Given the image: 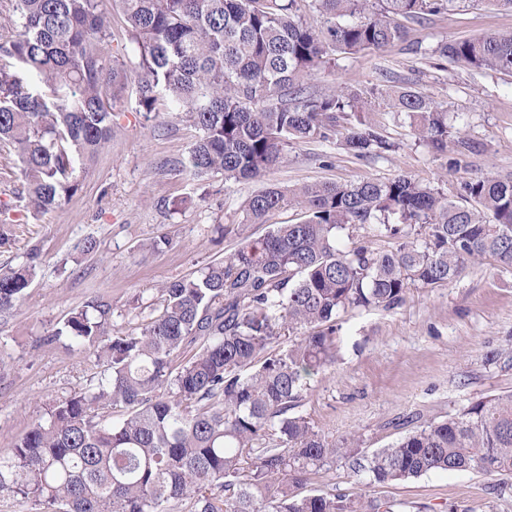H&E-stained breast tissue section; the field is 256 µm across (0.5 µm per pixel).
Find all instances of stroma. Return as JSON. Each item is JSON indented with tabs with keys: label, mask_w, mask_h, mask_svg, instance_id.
<instances>
[{
	"label": "stroma",
	"mask_w": 512,
	"mask_h": 512,
	"mask_svg": "<svg viewBox=\"0 0 512 512\" xmlns=\"http://www.w3.org/2000/svg\"><path fill=\"white\" fill-rule=\"evenodd\" d=\"M512 31V10L489 0H454L443 14L413 25L410 38L382 53L337 56L311 80L313 90L337 85L406 83L448 109L451 138L468 147L434 155L410 133L386 98L366 120L393 144L368 158L349 154L342 135L289 145L271 183H357L404 174L457 198L480 176L512 179V76L453 64L439 68L432 49L445 38ZM118 128L93 160L77 165V193L47 214L27 211L18 163L0 157V203L14 223L0 246V268L27 263L37 249L36 275L16 306L0 313V452L38 422L54 401L84 386V350L43 347L47 335L91 296L111 299L112 323H142L157 289L197 274L237 248L245 201L254 181L223 175L192 178L182 170L198 136L189 123L162 117L143 125L135 90L118 107ZM167 235L158 250L144 245ZM96 248L83 250L86 239ZM336 361L307 383L301 406L326 436L355 432L371 453L425 422L446 418L469 402L512 391V271L492 259L468 263L453 283L409 288L393 309H355L340 316ZM391 512H512V475L431 472L373 486Z\"/></svg>",
	"instance_id": "obj_1"
}]
</instances>
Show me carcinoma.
<instances>
[{"instance_id": "cac0c4a2", "label": "carcinoma", "mask_w": 512, "mask_h": 512, "mask_svg": "<svg viewBox=\"0 0 512 512\" xmlns=\"http://www.w3.org/2000/svg\"><path fill=\"white\" fill-rule=\"evenodd\" d=\"M135 66L112 55L102 0L0 4V147L20 163L38 214L78 191L76 165L115 133L114 108L136 84L144 121L168 115L199 136L188 169L224 182L263 181L295 141L326 139L349 118L358 157L392 149L362 127L379 89L315 92L334 55L405 40L408 23L452 0H117ZM308 9L313 20L302 17ZM450 64L512 74V31L446 40ZM412 135L448 151L442 104L402 84L388 91ZM304 219L246 236L226 260L158 289L151 317L112 334V301L90 297L45 346L83 349L90 375L0 454V498L33 512H389L364 493L309 490L343 460L372 485L435 471L512 474V393L482 397L370 456L356 434L331 439L298 408L307 379L335 360L337 319L393 308L412 286L455 281L467 263L512 269V180L478 177L459 201L406 175L388 181L268 184L241 223L277 210ZM375 224L391 251L338 247L339 233ZM35 266L0 269V313L23 297ZM288 346L279 347L282 336Z\"/></svg>"}]
</instances>
